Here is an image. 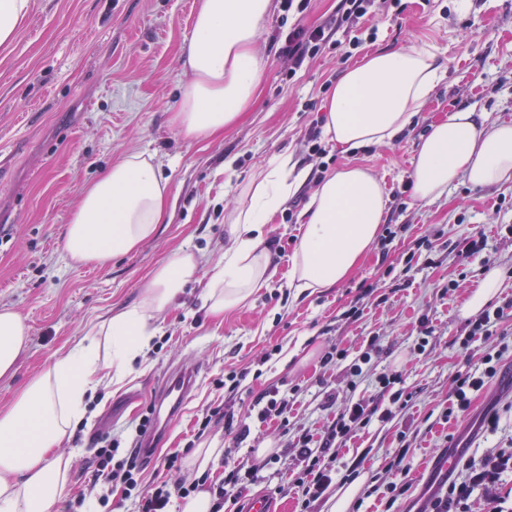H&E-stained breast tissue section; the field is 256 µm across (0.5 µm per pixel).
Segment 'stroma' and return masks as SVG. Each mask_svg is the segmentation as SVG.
Instances as JSON below:
<instances>
[{"label": "stroma", "mask_w": 512, "mask_h": 512, "mask_svg": "<svg viewBox=\"0 0 512 512\" xmlns=\"http://www.w3.org/2000/svg\"><path fill=\"white\" fill-rule=\"evenodd\" d=\"M199 0H30L14 41L0 46V308L22 315L30 336L12 376L0 379V409L53 359L88 342L114 309L135 302L148 275L179 248L191 249L209 272L224 255V216L254 173L288 154L306 173L303 188L268 225L277 275L251 303L211 317L197 284L186 286L158 321L144 357L121 383L104 382L86 399L87 414L62 442L69 461L65 500L88 492L97 466L99 435H111L120 453L131 452L136 427L153 405L155 390L176 365L199 368V381L171 434L162 439L141 483L222 484L226 467L247 469L269 459L243 497L269 495L296 512L289 492L301 467L294 446L302 433L323 436L336 416L325 406L362 398L386 407L377 378L395 374L411 392L408 409L387 422L372 421L343 445L338 461L364 456L350 486L333 485L314 512H332L352 490L364 512H379L389 476L385 465L407 449L410 490L392 512L412 502L437 477L446 448L484 456L512 447V383L495 378L474 395L468 414L444 411L452 381L489 349L477 340L462 349L464 301L493 268L502 274L494 305L512 302V182L475 187L459 180L430 203L410 189L413 159L432 122L471 107L488 124L512 122V0H380L375 14L357 20V48L328 41L289 74L281 53L289 26H325L339 0H310L304 13L273 8L258 49L263 81L251 108L222 135L189 141L170 118L182 99V55L192 35ZM429 46L443 75L412 125L388 144L353 153L325 143L326 157L309 154L304 140L321 128L337 78L379 49ZM152 155L168 183L165 224L135 252L107 265L73 264L64 251L67 224L81 190L126 155ZM366 166L381 180L387 210L379 235L352 274L333 288L303 293L288 286L300 236L299 215L322 169ZM485 231L480 252L464 253L466 238ZM358 307V320L347 310ZM371 354L368 375L353 382L347 362L323 364L327 352ZM242 377L237 393L229 373ZM292 393L287 419L261 418L254 403L263 393ZM250 432L236 442L220 408ZM501 414L490 435L480 417ZM216 439L222 460L205 471L188 465L193 449ZM178 453L173 469L157 458Z\"/></svg>", "instance_id": "obj_1"}]
</instances>
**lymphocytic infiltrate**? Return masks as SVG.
I'll return each instance as SVG.
<instances>
[{
	"instance_id": "1",
	"label": "lymphocytic infiltrate",
	"mask_w": 512,
	"mask_h": 512,
	"mask_svg": "<svg viewBox=\"0 0 512 512\" xmlns=\"http://www.w3.org/2000/svg\"><path fill=\"white\" fill-rule=\"evenodd\" d=\"M503 316V309L486 310L469 323L465 343L491 339L495 346L483 356L480 365L466 367L454 377L448 415L459 417L468 411L472 393L481 391L486 379L497 374L503 355L512 349L506 334L498 330ZM381 381L383 387L390 390L389 406L383 412H376L364 401L352 400L337 412L321 438H313L308 433L300 437L295 446V457L302 467V475L296 483L300 512H312L315 502L332 486L339 449L347 439L366 429L373 417L390 420L396 412L407 407L410 394L401 389L391 390L389 376H382ZM117 452L118 446L111 437H102L93 482L108 488L123 484L127 493L135 495L138 512H167L173 494H188V487L180 485L172 489L164 483L142 489L139 483L141 466L136 457L121 458ZM508 474H512V450L489 453L480 458L460 457L454 476L439 485L419 512H471L472 500L477 496L491 505L493 512H503L497 490Z\"/></svg>"
}]
</instances>
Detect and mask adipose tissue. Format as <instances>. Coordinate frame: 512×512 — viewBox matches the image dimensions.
<instances>
[{
    "label": "adipose tissue",
    "mask_w": 512,
    "mask_h": 512,
    "mask_svg": "<svg viewBox=\"0 0 512 512\" xmlns=\"http://www.w3.org/2000/svg\"><path fill=\"white\" fill-rule=\"evenodd\" d=\"M272 7L273 0H200L185 52V91L172 119L185 139L219 134L247 109L264 75L257 40ZM440 70L422 46L367 55L338 78L324 137L346 152L393 140L430 99ZM461 179L476 187L512 180V124L487 127L467 110L431 124L413 162L414 198L432 201ZM302 183L288 155L264 167L228 213L224 257L208 277H201L195 253H174L153 270L138 301L102 325L100 338L57 358L0 411V512H55L65 490V463L56 450L83 419L87 394L104 379H120L144 356L157 318L188 282L203 280V304L220 316L276 275L266 228ZM385 208L369 168L349 165L324 177L303 212L289 287L304 292L343 281L375 242ZM167 210L168 183L152 157L130 154L83 190L64 249L75 263L106 264L151 239ZM29 333L18 312L0 309V378L14 372Z\"/></svg>",
    "instance_id": "1"
}]
</instances>
